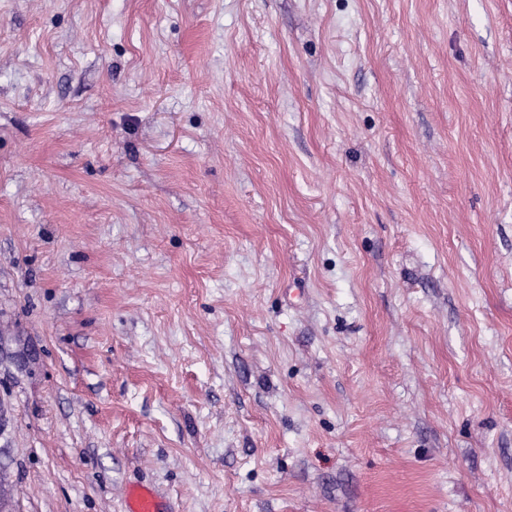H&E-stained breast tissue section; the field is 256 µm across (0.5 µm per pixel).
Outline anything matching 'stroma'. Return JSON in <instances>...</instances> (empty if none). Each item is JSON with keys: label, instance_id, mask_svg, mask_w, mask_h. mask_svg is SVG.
I'll return each instance as SVG.
<instances>
[{"label": "stroma", "instance_id": "stroma-1", "mask_svg": "<svg viewBox=\"0 0 512 512\" xmlns=\"http://www.w3.org/2000/svg\"><path fill=\"white\" fill-rule=\"evenodd\" d=\"M512 512V0H0V512ZM124 512H170L163 508L159 495L145 486L128 488L124 500Z\"/></svg>", "mask_w": 512, "mask_h": 512}]
</instances>
